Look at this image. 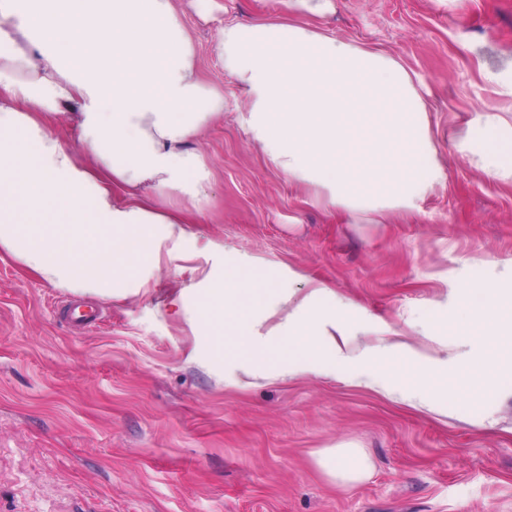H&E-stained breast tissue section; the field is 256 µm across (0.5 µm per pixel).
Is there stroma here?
Listing matches in <instances>:
<instances>
[{
  "mask_svg": "<svg viewBox=\"0 0 512 512\" xmlns=\"http://www.w3.org/2000/svg\"><path fill=\"white\" fill-rule=\"evenodd\" d=\"M224 112L191 141L210 172L192 217L198 247L150 295H78L0 254V512H512V398L450 388L436 407L344 373L250 378L193 359L166 312L195 266L249 255L334 291L352 352L384 339L420 357L455 347L472 288L512 260V182L474 166L459 139L481 116L512 124V0H333L319 29L383 54L413 78L445 182L416 210L336 219L314 187L269 166L248 101L215 51L223 23L292 18L287 0H177ZM350 443L370 471L328 481L316 452Z\"/></svg>",
  "mask_w": 512,
  "mask_h": 512,
  "instance_id": "obj_1",
  "label": "stroma"
}]
</instances>
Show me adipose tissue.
Instances as JSON below:
<instances>
[{
    "instance_id": "obj_1",
    "label": "adipose tissue",
    "mask_w": 512,
    "mask_h": 512,
    "mask_svg": "<svg viewBox=\"0 0 512 512\" xmlns=\"http://www.w3.org/2000/svg\"><path fill=\"white\" fill-rule=\"evenodd\" d=\"M217 51L248 98L252 143L275 169L323 189L331 210L412 211L443 181L424 101L393 59L279 19L221 25ZM65 109L92 166H79L52 131ZM223 110L175 0H0V253L78 294L147 293L162 267L199 255L188 211L156 200L206 197L209 172L186 145ZM480 129L487 147L472 162L512 181V125L488 114ZM198 274L166 305L211 368L293 377L346 366L380 386L379 367L392 364L402 397L432 405L451 382L481 394L491 357L512 352L511 292L473 289L468 334L453 353L421 359L388 341L351 359L335 293L317 285L297 294L300 275L288 265L235 255ZM491 320L506 333L473 359V337ZM316 463L335 483L370 469L348 445L320 451Z\"/></svg>"
}]
</instances>
